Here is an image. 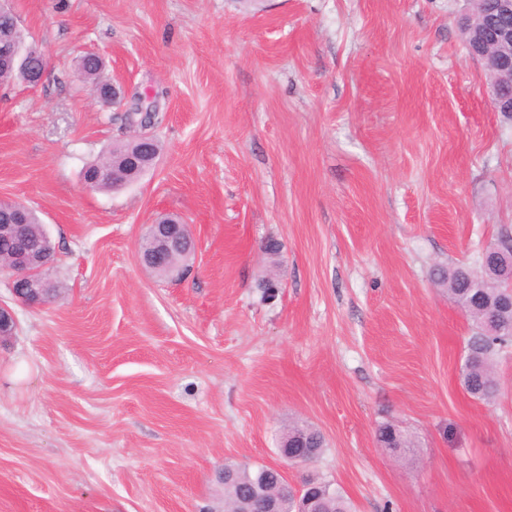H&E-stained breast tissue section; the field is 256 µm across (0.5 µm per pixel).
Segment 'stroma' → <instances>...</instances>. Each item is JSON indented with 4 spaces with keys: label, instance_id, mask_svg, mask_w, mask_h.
<instances>
[{
    "label": "stroma",
    "instance_id": "stroma-1",
    "mask_svg": "<svg viewBox=\"0 0 512 512\" xmlns=\"http://www.w3.org/2000/svg\"><path fill=\"white\" fill-rule=\"evenodd\" d=\"M12 6L49 72L0 85V199L37 212L61 292L29 309L0 282V512H224L228 464L329 480L355 512H512V347L498 398L470 396L472 325L431 280L512 233V118L462 0ZM88 48L122 105L78 79ZM145 92L156 165L86 188ZM163 213L194 240L178 279L138 259ZM296 422L326 448L286 466ZM394 427L393 424L382 425L377 432V442L384 448H411L412 441L408 435L402 430L397 428L396 435H391L390 429Z\"/></svg>",
    "mask_w": 512,
    "mask_h": 512
}]
</instances>
